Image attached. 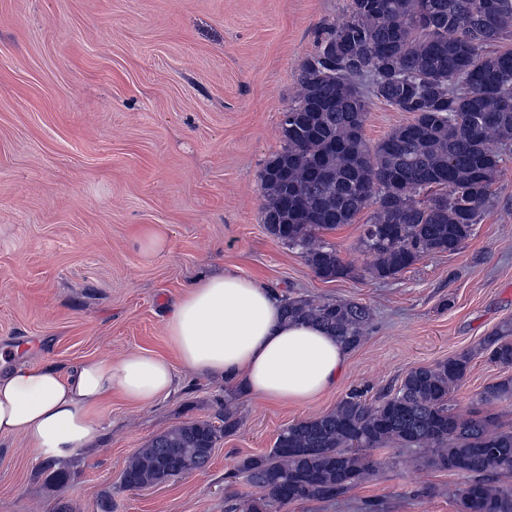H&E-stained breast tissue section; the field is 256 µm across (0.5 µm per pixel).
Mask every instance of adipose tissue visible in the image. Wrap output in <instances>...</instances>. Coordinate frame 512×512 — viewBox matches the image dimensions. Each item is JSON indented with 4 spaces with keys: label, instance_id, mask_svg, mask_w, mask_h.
<instances>
[{
    "label": "adipose tissue",
    "instance_id": "ef3b65f1",
    "mask_svg": "<svg viewBox=\"0 0 512 512\" xmlns=\"http://www.w3.org/2000/svg\"><path fill=\"white\" fill-rule=\"evenodd\" d=\"M165 326L187 368L272 402H312L336 386L348 364L345 347L324 329L282 318L274 287L233 272L196 280ZM175 385L165 359L136 351L67 369L21 363L0 374V437L22 436L46 456H67L93 439L91 415L113 394L149 406Z\"/></svg>",
    "mask_w": 512,
    "mask_h": 512
}]
</instances>
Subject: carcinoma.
Listing matches in <instances>:
<instances>
[{"label": "carcinoma", "mask_w": 512, "mask_h": 512, "mask_svg": "<svg viewBox=\"0 0 512 512\" xmlns=\"http://www.w3.org/2000/svg\"><path fill=\"white\" fill-rule=\"evenodd\" d=\"M511 35L512 0H351L305 62L288 107L295 127L260 174L266 231L300 250L324 280L351 269L319 234L365 211L361 245L375 278L394 277L422 255L459 250L512 147V49L500 47ZM372 98L413 119L371 143L364 129ZM278 167L288 169V180ZM282 316L323 327L349 350L371 321L363 304L302 297L284 298ZM477 355L511 369L512 320L473 349L410 370L374 403L354 388L333 411L288 425L268 454L240 464L258 490L241 512L334 499L379 470L372 450L393 446L417 448L421 465L465 478L458 512H512V487L499 482L512 474V427L479 411L462 418L449 404ZM478 400L511 402L512 376L486 386ZM221 422L187 423L151 438L123 471V487L205 469L206 449L238 428L227 406Z\"/></svg>", "instance_id": "cac0c4a2"}]
</instances>
